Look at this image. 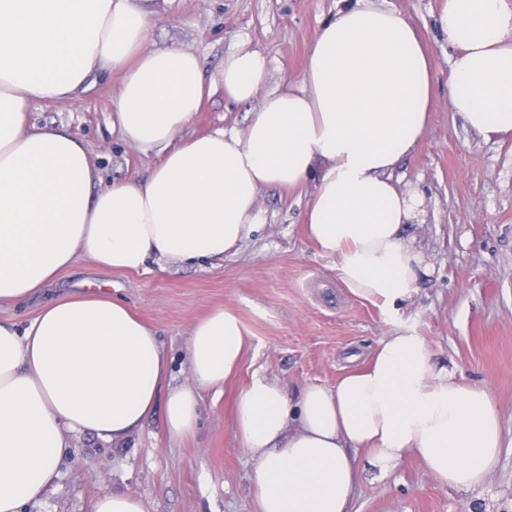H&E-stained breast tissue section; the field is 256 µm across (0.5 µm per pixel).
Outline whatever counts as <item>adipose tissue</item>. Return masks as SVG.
Returning <instances> with one entry per match:
<instances>
[{"label": "adipose tissue", "mask_w": 512, "mask_h": 512, "mask_svg": "<svg viewBox=\"0 0 512 512\" xmlns=\"http://www.w3.org/2000/svg\"><path fill=\"white\" fill-rule=\"evenodd\" d=\"M160 0H0V305L40 296L80 256L107 271L148 261H223L261 224V189L313 185L305 222L356 298L410 302L428 266L406 234L424 217L393 172L431 121L437 66L404 14L355 0L311 40L301 79L266 91L255 49L207 78L199 57L145 43ZM454 48L448 105L484 137L512 134V0H442ZM117 73L112 128L128 146L162 148L143 179L103 184L84 141L29 120L37 103L76 101ZM260 99L244 130H184L215 92ZM245 342L217 307L190 331L191 385L167 383L153 329L110 293L44 301L25 327L0 323V512H21L55 481L68 434L120 443L163 406L172 436L195 432L199 393L221 391ZM252 457L256 512H350L360 458L388 475L416 456L441 485L491 477L501 448L488 389L464 383L409 331L383 338L334 387L290 394L252 377L236 403Z\"/></svg>", "instance_id": "obj_1"}]
</instances>
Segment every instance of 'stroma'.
<instances>
[{
    "label": "stroma",
    "instance_id": "stroma-1",
    "mask_svg": "<svg viewBox=\"0 0 512 512\" xmlns=\"http://www.w3.org/2000/svg\"><path fill=\"white\" fill-rule=\"evenodd\" d=\"M347 0H169L149 32L151 49L194 51L208 77L227 54L249 47L271 63L269 88L298 81L309 42ZM420 33L440 75L453 50L435 26L441 0H388ZM118 75L106 77L73 103L37 104L31 120L65 126L80 136L104 181L145 177L155 149L127 146L112 130L111 99ZM256 102L214 95L186 135L243 130ZM399 188L421 195L423 223L408 234L429 272L410 305L381 310L352 296L333 257L308 238L305 211L312 192L262 189V224L222 265L150 264L145 272H108L84 256L49 285L48 296L108 289L152 327L163 347L171 385L189 384L187 347L194 322L224 306L239 316L247 342L239 371L223 393H203L198 427L171 436L156 409L127 440L93 434L69 437L70 450L43 500L24 512H92L101 493L138 497L146 512H255L254 461L234 420L238 392L253 375L297 391L334 386L364 367L379 341L404 328L421 336L436 360L466 382L485 386L496 401L501 450L485 485L458 491L437 483L415 458L379 477L364 467L351 512H512V138L469 129L448 108L439 86L421 144L396 170Z\"/></svg>",
    "mask_w": 512,
    "mask_h": 512
}]
</instances>
